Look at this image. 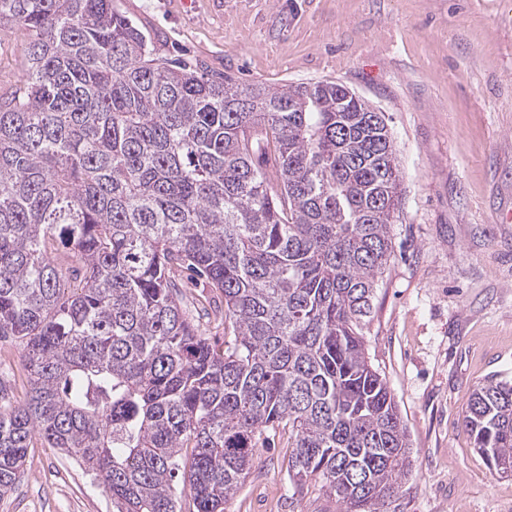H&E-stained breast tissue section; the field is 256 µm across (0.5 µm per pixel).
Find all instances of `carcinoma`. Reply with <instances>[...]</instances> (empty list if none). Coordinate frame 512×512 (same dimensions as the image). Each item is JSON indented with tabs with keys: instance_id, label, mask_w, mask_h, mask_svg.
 <instances>
[{
	"instance_id": "cac0c4a2",
	"label": "carcinoma",
	"mask_w": 512,
	"mask_h": 512,
	"mask_svg": "<svg viewBox=\"0 0 512 512\" xmlns=\"http://www.w3.org/2000/svg\"><path fill=\"white\" fill-rule=\"evenodd\" d=\"M28 33L0 93V340L26 400L0 404V497L39 438L117 512H224L259 440L339 512H387L410 441L365 352L392 252L399 168L385 117L339 83L282 89L153 57L112 0H0ZM220 292L224 346L183 309L184 272ZM512 465V380L462 415Z\"/></svg>"
}]
</instances>
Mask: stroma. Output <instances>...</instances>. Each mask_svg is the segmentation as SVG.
<instances>
[{
  "label": "stroma",
  "mask_w": 512,
  "mask_h": 512,
  "mask_svg": "<svg viewBox=\"0 0 512 512\" xmlns=\"http://www.w3.org/2000/svg\"><path fill=\"white\" fill-rule=\"evenodd\" d=\"M157 57L270 88L344 84L384 112L400 168L392 254L365 331L413 468L387 512H512V476L461 426L472 390L512 379V0H113ZM27 36L0 34V79ZM0 398L24 400L23 350L0 341ZM0 512H115L95 476L34 444ZM226 512H336L288 477V435L259 447Z\"/></svg>",
  "instance_id": "stroma-1"
}]
</instances>
